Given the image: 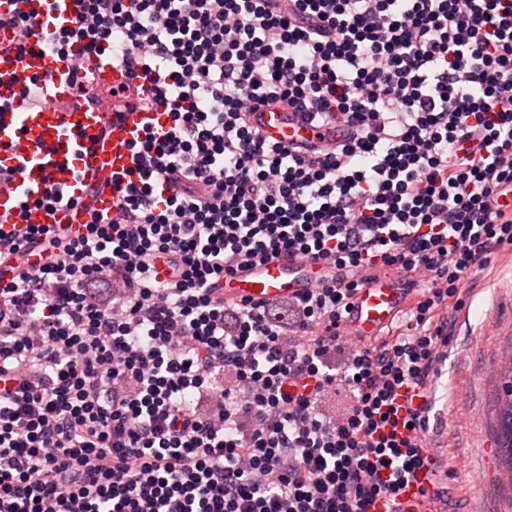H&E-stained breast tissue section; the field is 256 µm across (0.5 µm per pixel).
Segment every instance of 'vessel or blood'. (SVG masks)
I'll list each match as a JSON object with an SVG mask.
<instances>
[{
	"label": "vessel or blood",
	"instance_id": "obj_1",
	"mask_svg": "<svg viewBox=\"0 0 512 512\" xmlns=\"http://www.w3.org/2000/svg\"><path fill=\"white\" fill-rule=\"evenodd\" d=\"M80 0H0V13L31 17L27 34L0 29V237L8 239L29 225L63 227L79 236L90 213L108 214L116 198L112 176L133 170L131 144L137 136H166L171 127L165 104L157 103L151 81L133 77L131 68L111 52L90 51L70 40L56 54L47 35L70 28ZM24 40L26 50H10ZM94 85L136 92L111 109L76 102L74 68ZM253 121L270 138L284 142L302 137L332 140L336 131L302 122L292 113L265 110ZM62 192L63 202L44 200L48 190ZM318 265L303 260H272L247 272L225 275L220 286L228 300L274 302L301 294L319 283ZM401 278L378 273L358 291L346 322L351 335L369 339L389 325L412 299ZM427 482L411 479L400 502L404 512H435L421 495Z\"/></svg>",
	"mask_w": 512,
	"mask_h": 512
}]
</instances>
